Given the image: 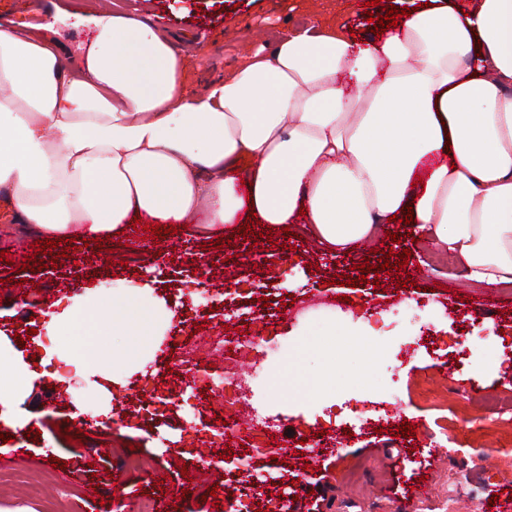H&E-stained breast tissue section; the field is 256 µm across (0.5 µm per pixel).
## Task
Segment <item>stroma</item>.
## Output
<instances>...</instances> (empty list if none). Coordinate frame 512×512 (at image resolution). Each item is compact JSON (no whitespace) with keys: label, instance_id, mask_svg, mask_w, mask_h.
<instances>
[{"label":"stroma","instance_id":"stroma-1","mask_svg":"<svg viewBox=\"0 0 512 512\" xmlns=\"http://www.w3.org/2000/svg\"><path fill=\"white\" fill-rule=\"evenodd\" d=\"M144 19L167 30L185 60L188 89L203 92L208 82L229 74L256 46L279 30L318 18L342 30L362 34L370 30L366 0H138ZM263 262L250 266L249 244L216 249L217 233L178 229L154 240L142 229L128 228L107 242L69 249L57 267L33 273L24 270L26 257L40 258L21 244L40 238L20 216L0 222V318L8 330L28 335L45 332L47 308L64 297L83 294L97 284L119 288L149 275L164 288L175 312L167 331L170 345L155 351L150 364L160 383L172 381L165 365L180 355L210 364L208 339L220 332L224 312L241 308L244 333L275 339L293 358L285 368L276 359L264 362L265 377L249 379L247 404L289 433L291 455L274 465L276 483L264 482L265 461L250 471L230 464L211 465L210 437L194 444L183 441V429L200 419L218 421L224 413L220 397L206 394L178 410L163 408L155 420L133 417L139 405L137 387L126 384L112 394V425L89 429L81 443L71 444L62 432L73 424V406L90 402L84 386H39L25 401L33 418L29 426L4 428L0 442V470H40L53 459L63 461L60 482L74 484L80 497L75 512H138L143 498H151L156 512H214L218 500L258 505L268 512L274 487H294L298 512H419L434 507L445 491H452L459 512H500L512 498V422L486 416L488 404L512 412V285L488 288L469 282L457 257L428 241H412L410 226L389 225L356 248L325 252L303 226L285 231L273 226L272 241L254 225ZM398 241H391V234ZM410 250L407 270L412 285L400 286L394 269L364 273L360 265L371 249ZM208 265L198 269L199 258ZM237 283L235 302L210 309L194 288L207 281L212 298L224 291L225 276ZM335 275L349 276L344 285ZM27 286L16 292L15 283ZM309 292L334 300L335 313L295 319L287 307L289 295ZM498 298L499 313L478 310L486 295ZM210 297V298H211ZM269 298L277 312L273 319L253 315L259 298ZM419 305L415 322H400L397 339L378 346L365 319L367 307L387 310L401 302ZM426 331L447 345V357L418 350L400 354L398 339ZM377 419L378 430L365 429L337 441L340 420L356 421L361 414ZM416 426L415 436L394 437L401 422ZM451 426L457 447H445L441 434ZM38 440H31L32 429ZM320 441L326 451L321 464H307L301 441ZM133 462L132 468H113L114 453ZM307 469L305 483L293 484L291 471ZM426 484L424 500L412 489ZM217 488L210 496L208 488ZM60 503L54 485L31 490L14 482L0 483V507L11 512H53Z\"/></svg>","mask_w":512,"mask_h":512}]
</instances>
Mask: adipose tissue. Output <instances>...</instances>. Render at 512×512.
<instances>
[{
	"instance_id": "1",
	"label": "adipose tissue",
	"mask_w": 512,
	"mask_h": 512,
	"mask_svg": "<svg viewBox=\"0 0 512 512\" xmlns=\"http://www.w3.org/2000/svg\"><path fill=\"white\" fill-rule=\"evenodd\" d=\"M86 29L67 65L56 25ZM0 200L48 239H108L137 219L304 224L328 250L413 213L466 279L512 284V0H430L380 36L310 23L187 90L169 34L123 11L56 10L40 34L0 26ZM175 314L154 278L90 289L53 314L60 360L107 405ZM107 321L120 362L60 346ZM42 374L0 330V421L21 428Z\"/></svg>"
}]
</instances>
